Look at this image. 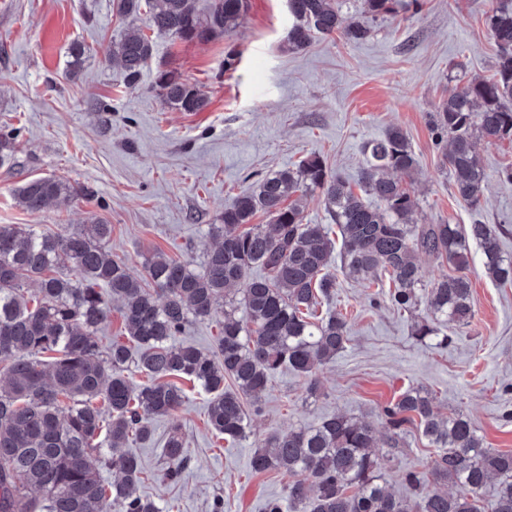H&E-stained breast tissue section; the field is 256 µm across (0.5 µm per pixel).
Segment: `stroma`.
<instances>
[{
  "label": "stroma",
  "mask_w": 512,
  "mask_h": 512,
  "mask_svg": "<svg viewBox=\"0 0 512 512\" xmlns=\"http://www.w3.org/2000/svg\"><path fill=\"white\" fill-rule=\"evenodd\" d=\"M512 0H419L371 24L358 42L315 38L284 50L293 19L287 0H247L239 26L205 43L155 36L154 52L137 88H125L103 49L129 25L113 0H0V128L20 131L14 160L0 167V224H38L63 233L70 224L100 218L112 226L108 248L141 277L146 256L162 251L201 263L210 225L234 198L267 173L319 154L327 166L357 180L368 143L397 127L417 161L408 188L420 224H492L500 248L512 255V142H480L478 158L488 182L479 208L455 194L439 164L432 114L450 88L490 78L497 47L486 17ZM90 46L77 79L66 76L69 48ZM236 51L235 69L224 56ZM177 73L208 98L189 114L168 107L154 85L158 71ZM105 102L107 110H95ZM60 175L92 188L30 214L14 194L25 180ZM473 318L464 327L438 325L436 339L412 337L424 309L407 313L379 288L336 277L330 310L345 316L349 341L320 367L321 390L283 370L272 379L247 437L218 439L207 424L209 396L182 381L186 393L174 417L153 422L152 443L134 446L154 480L139 485L159 504L178 499L180 512H264L268 498L288 494L293 478L280 471L253 474L249 457L272 432L318 425L340 412L380 425L384 406L408 388L431 392L441 415L463 413L488 447L512 450V285L493 283L480 252H473ZM187 435L189 467L179 483L163 476L162 448L172 424ZM383 476L406 496V471L428 472L433 460L416 425L399 447L378 442Z\"/></svg>",
  "instance_id": "35a3bbf8"
}]
</instances>
